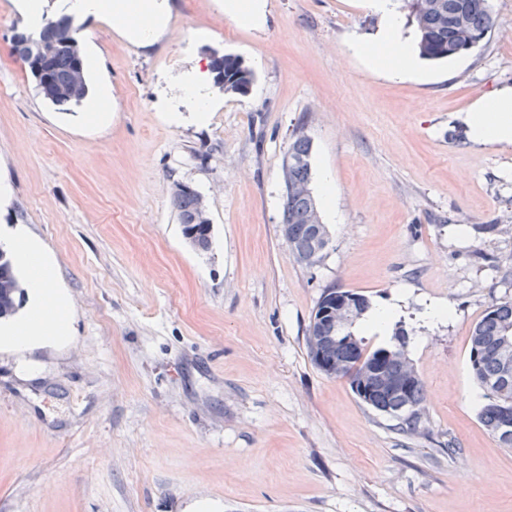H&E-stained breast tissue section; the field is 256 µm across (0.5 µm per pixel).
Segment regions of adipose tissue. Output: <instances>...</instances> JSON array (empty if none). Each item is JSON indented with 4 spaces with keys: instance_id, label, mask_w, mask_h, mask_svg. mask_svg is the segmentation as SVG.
<instances>
[{
    "instance_id": "obj_1",
    "label": "adipose tissue",
    "mask_w": 512,
    "mask_h": 512,
    "mask_svg": "<svg viewBox=\"0 0 512 512\" xmlns=\"http://www.w3.org/2000/svg\"><path fill=\"white\" fill-rule=\"evenodd\" d=\"M379 15L380 27L369 41L355 43V51L373 62L386 63L394 76L416 73L417 60L403 36L404 17L395 0H369ZM67 9L74 26L89 18H106L133 43L150 45L168 21L167 0H69ZM176 84L192 108L198 123H206L217 101L209 91L210 76L196 70L183 73ZM470 140L477 145H512V87L495 96L474 103L465 117ZM0 243L10 249L28 270L29 304L19 321L0 326V342L7 349L21 351L39 340H58L69 336L70 302L56 286L52 257L38 239L17 224L0 236Z\"/></svg>"
}]
</instances>
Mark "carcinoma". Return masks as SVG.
Instances as JSON below:
<instances>
[{
	"instance_id": "carcinoma-1",
	"label": "carcinoma",
	"mask_w": 512,
	"mask_h": 512,
	"mask_svg": "<svg viewBox=\"0 0 512 512\" xmlns=\"http://www.w3.org/2000/svg\"><path fill=\"white\" fill-rule=\"evenodd\" d=\"M408 22L415 27L419 55L428 61H443L468 54L465 50L470 40L492 34L495 17L491 0H405ZM38 93L55 106H78L83 98L73 99L54 95L48 87L65 85L75 64L69 50H56L46 64L41 60L26 61ZM212 70L224 87L243 95L254 81V73L240 58L226 54L212 61ZM312 145L300 130L296 131L289 146L285 161L288 162V187L308 186L311 181ZM199 192L188 184L178 182L173 192L182 233L195 232L199 250L210 249L211 233L197 228ZM316 208L312 192L288 193L283 199L282 223L288 225L290 236L288 248L296 255L309 252L314 244L311 226L307 224L308 212ZM18 283V273L10 254L0 258V281ZM362 304L361 313L343 327H326L320 339L323 358L342 367L339 377L348 380L356 396L366 394L376 411L396 421L395 429L406 436L420 432L423 420L407 415V404L412 403L425 410L423 382L407 389L402 387V375L410 360L409 336L398 324L391 336V344L367 350L365 338L355 334L356 323L370 309L367 297L358 295ZM512 330V299L491 304L482 318L476 322L471 333L470 362L473 375L485 390L486 403L479 418L489 432L499 425L504 411L512 410V384L494 387L499 378L498 359L485 352V347L495 344L508 330Z\"/></svg>"
}]
</instances>
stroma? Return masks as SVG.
Returning <instances> with one entry per match:
<instances>
[{"label": "stroma", "mask_w": 512, "mask_h": 512, "mask_svg": "<svg viewBox=\"0 0 512 512\" xmlns=\"http://www.w3.org/2000/svg\"><path fill=\"white\" fill-rule=\"evenodd\" d=\"M168 3L146 49L86 21L90 81L111 84L103 125L38 94L0 0V226L42 241L74 310L65 342L0 354V512H512V450L479 419L470 364L475 323L512 299V145L462 133L475 101L512 86V0H493L487 45L422 62L423 82L352 50L379 25L367 0H267L258 28L224 0ZM216 53L254 82L202 126L173 78ZM298 129L310 187L330 174L341 215L312 266L279 231ZM178 182L205 200L209 251L182 235ZM331 288L402 320L420 434L311 363Z\"/></svg>", "instance_id": "stroma-1"}]
</instances>
